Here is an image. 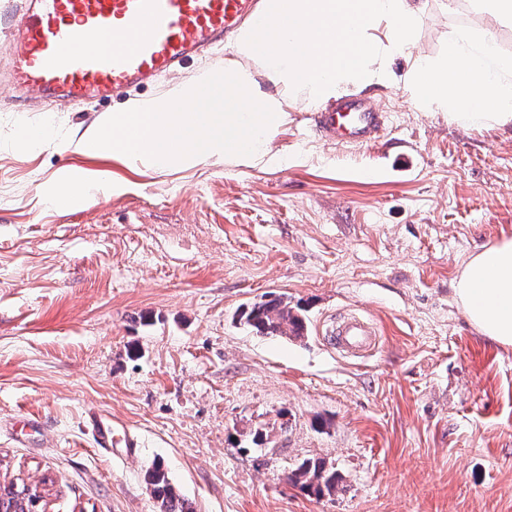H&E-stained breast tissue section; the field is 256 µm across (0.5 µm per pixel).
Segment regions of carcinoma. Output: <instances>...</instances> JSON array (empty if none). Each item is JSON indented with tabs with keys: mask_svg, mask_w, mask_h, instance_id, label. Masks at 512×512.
Returning a JSON list of instances; mask_svg holds the SVG:
<instances>
[{
	"mask_svg": "<svg viewBox=\"0 0 512 512\" xmlns=\"http://www.w3.org/2000/svg\"><path fill=\"white\" fill-rule=\"evenodd\" d=\"M241 319L257 333L267 336L301 339L306 329L301 309L290 306L288 298L282 295L261 297L242 311ZM288 480L317 498L336 492V473L327 470L321 460L303 461L291 471ZM147 484L159 503L160 512H190L163 467L152 466L147 473ZM0 500L4 512H37L42 508L41 495H26L24 488L15 484L0 488Z\"/></svg>",
	"mask_w": 512,
	"mask_h": 512,
	"instance_id": "cac0c4a2",
	"label": "carcinoma"
}]
</instances>
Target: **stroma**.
Masks as SVG:
<instances>
[{"instance_id":"35a3bbf8","label":"stroma","mask_w":512,"mask_h":512,"mask_svg":"<svg viewBox=\"0 0 512 512\" xmlns=\"http://www.w3.org/2000/svg\"><path fill=\"white\" fill-rule=\"evenodd\" d=\"M485 24L429 0L414 52ZM233 43L104 102L0 84V483L39 487L46 512H159L158 463L190 512H512V347L454 291L469 255L512 238V128L460 127L387 85L362 92L386 115L370 146L326 141L294 100L282 165L158 171L74 149L102 115L223 71ZM48 119L45 145H17ZM66 167L119 189L47 205ZM269 292L302 309L305 338L241 321ZM350 313L379 328L372 356L328 343ZM92 407L139 436L134 459L95 448ZM31 414L43 431L13 430ZM307 459L335 470L334 495L288 481Z\"/></svg>"}]
</instances>
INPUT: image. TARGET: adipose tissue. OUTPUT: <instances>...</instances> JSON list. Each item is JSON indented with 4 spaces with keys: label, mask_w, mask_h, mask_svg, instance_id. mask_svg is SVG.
<instances>
[{
    "label": "adipose tissue",
    "mask_w": 512,
    "mask_h": 512,
    "mask_svg": "<svg viewBox=\"0 0 512 512\" xmlns=\"http://www.w3.org/2000/svg\"><path fill=\"white\" fill-rule=\"evenodd\" d=\"M485 29L459 28L440 57L413 55L429 0H264L259 21L237 32L223 75L205 71L166 98L138 101L87 128L78 146L157 170L208 160L256 167L275 162L272 143L288 122L290 100L316 102L353 89L389 85L404 57L403 82L421 105L471 129L512 125V54L495 30L512 25V0H477ZM277 85L265 91L255 70ZM221 111H207L211 102ZM470 324L512 346V238L473 253L455 289Z\"/></svg>",
    "instance_id": "adipose-tissue-1"
}]
</instances>
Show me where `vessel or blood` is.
Listing matches in <instances>:
<instances>
[{
    "label": "vessel or blood",
    "instance_id": "b4317fda",
    "mask_svg": "<svg viewBox=\"0 0 512 512\" xmlns=\"http://www.w3.org/2000/svg\"><path fill=\"white\" fill-rule=\"evenodd\" d=\"M258 18L257 0H23L6 24L0 76L72 104L110 98L183 68L242 21ZM313 121L328 141L370 145L385 115L351 95L318 109ZM327 334L352 356L368 355L380 343L377 326L359 316L336 321ZM84 421L95 447L139 445L102 411H86Z\"/></svg>",
    "mask_w": 512,
    "mask_h": 512
}]
</instances>
